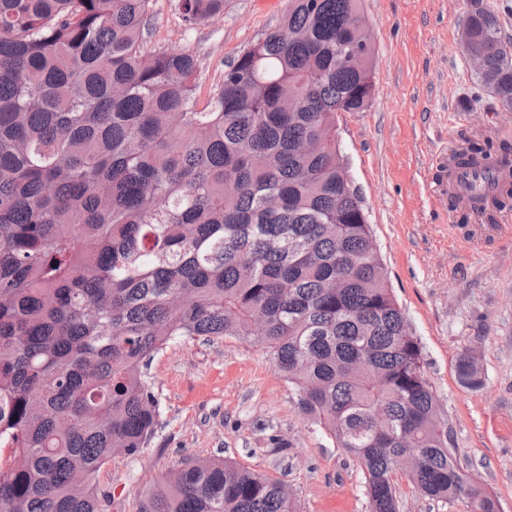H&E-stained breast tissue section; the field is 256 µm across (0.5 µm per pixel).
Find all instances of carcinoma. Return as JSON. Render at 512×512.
<instances>
[{"label": "carcinoma", "mask_w": 512, "mask_h": 512, "mask_svg": "<svg viewBox=\"0 0 512 512\" xmlns=\"http://www.w3.org/2000/svg\"><path fill=\"white\" fill-rule=\"evenodd\" d=\"M461 49L512 110V43L469 0ZM195 28L224 0H175ZM152 0H0V512H103L99 470L148 446L150 359L175 337L267 349L301 411L362 466L370 512L402 468L432 500L500 512L461 472L422 350L392 294L336 113L362 112L361 0H288L198 107L200 64L146 51ZM299 100L288 112L282 104ZM463 169L512 164L474 144ZM492 199L512 205L496 178ZM458 379L484 385L477 357ZM138 512H297L280 480L186 459Z\"/></svg>", "instance_id": "cac0c4a2"}]
</instances>
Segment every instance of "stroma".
Wrapping results in <instances>:
<instances>
[{
    "instance_id": "stroma-1",
    "label": "stroma",
    "mask_w": 512,
    "mask_h": 512,
    "mask_svg": "<svg viewBox=\"0 0 512 512\" xmlns=\"http://www.w3.org/2000/svg\"><path fill=\"white\" fill-rule=\"evenodd\" d=\"M467 0H363L375 48L361 112L336 116L350 176L366 206L389 285L422 347L458 467L512 512V207L494 222L450 205L449 170L471 143L512 147V112L475 83L460 46ZM288 0H224L185 27L174 0H153L149 49H190L207 101L226 65L274 29ZM475 349L484 378L464 387L456 359ZM159 425L138 456L97 474L106 512H137L144 494L188 457L221 456L288 485L299 512H369L360 464L297 404L266 349L236 337L177 338L150 361ZM400 512H469L423 496L394 472Z\"/></svg>"
}]
</instances>
